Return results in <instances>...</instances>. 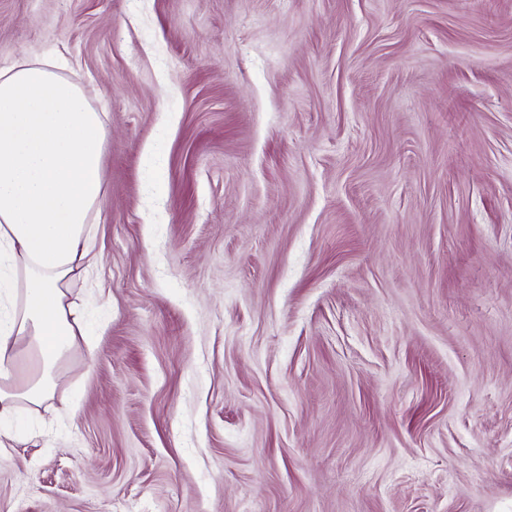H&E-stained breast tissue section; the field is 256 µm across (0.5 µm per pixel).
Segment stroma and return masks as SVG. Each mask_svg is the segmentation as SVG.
Returning a JSON list of instances; mask_svg holds the SVG:
<instances>
[{"label": "stroma", "instance_id": "stroma-1", "mask_svg": "<svg viewBox=\"0 0 512 512\" xmlns=\"http://www.w3.org/2000/svg\"><path fill=\"white\" fill-rule=\"evenodd\" d=\"M23 55L108 139L0 512H512V0H0Z\"/></svg>", "mask_w": 512, "mask_h": 512}]
</instances>
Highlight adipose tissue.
<instances>
[{
    "label": "adipose tissue",
    "mask_w": 512,
    "mask_h": 512,
    "mask_svg": "<svg viewBox=\"0 0 512 512\" xmlns=\"http://www.w3.org/2000/svg\"><path fill=\"white\" fill-rule=\"evenodd\" d=\"M106 129L53 63L0 69V448L22 406L48 402L57 370L88 344L69 285L98 262Z\"/></svg>",
    "instance_id": "obj_1"
}]
</instances>
